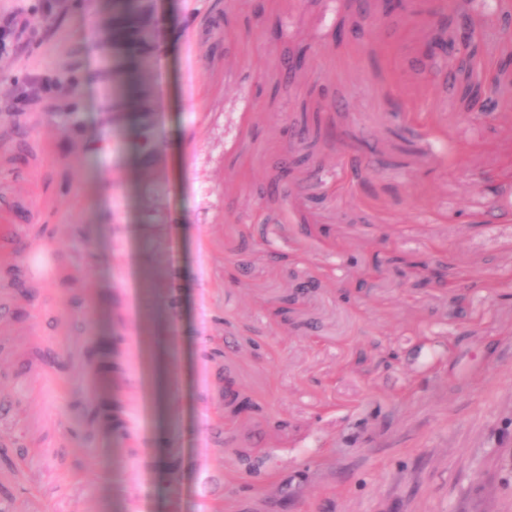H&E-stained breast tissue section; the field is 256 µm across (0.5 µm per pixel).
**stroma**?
Masks as SVG:
<instances>
[{
    "instance_id": "35a3bbf8",
    "label": "stroma",
    "mask_w": 512,
    "mask_h": 512,
    "mask_svg": "<svg viewBox=\"0 0 512 512\" xmlns=\"http://www.w3.org/2000/svg\"><path fill=\"white\" fill-rule=\"evenodd\" d=\"M259 2L154 0L158 36L131 57L147 110L121 126L112 0H0V25L25 26L0 54V225L46 257L0 236V463L24 474L0 512H253L236 447L292 486V512H512V297L476 287L512 271V223L484 218L512 136L410 71L415 16L338 43L343 0H279V36ZM322 90L344 136L271 221L259 189ZM433 117L467 148L453 166ZM365 140L384 163L357 179ZM432 256L470 303L458 325L402 264ZM427 334L447 356L423 374Z\"/></svg>"
}]
</instances>
